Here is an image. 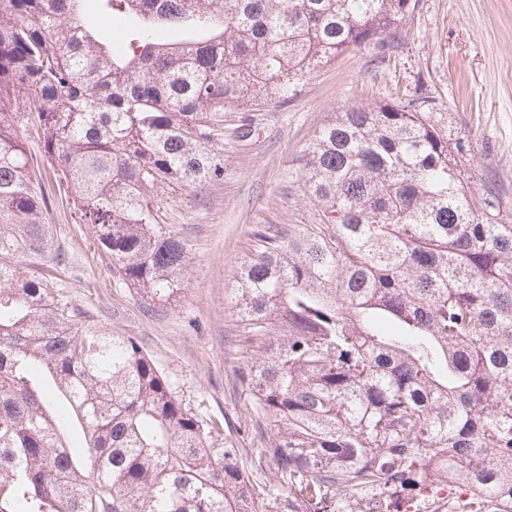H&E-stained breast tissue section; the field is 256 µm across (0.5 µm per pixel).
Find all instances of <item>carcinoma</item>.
<instances>
[{"label":"carcinoma","mask_w":512,"mask_h":512,"mask_svg":"<svg viewBox=\"0 0 512 512\" xmlns=\"http://www.w3.org/2000/svg\"><path fill=\"white\" fill-rule=\"evenodd\" d=\"M100 2L125 20L118 53L81 0H0V512H401L458 484L448 512H512V219L432 113H336L304 150L319 222L254 230L229 303L276 483L136 338L56 294L26 151L37 134L120 278L170 301L188 256L159 193L220 179L227 109L390 44L411 0Z\"/></svg>","instance_id":"obj_1"}]
</instances>
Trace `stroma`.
<instances>
[{
    "instance_id": "stroma-1",
    "label": "stroma",
    "mask_w": 512,
    "mask_h": 512,
    "mask_svg": "<svg viewBox=\"0 0 512 512\" xmlns=\"http://www.w3.org/2000/svg\"><path fill=\"white\" fill-rule=\"evenodd\" d=\"M418 97L468 146L475 194L499 193L512 214V0H416L390 50L350 49L316 68L287 99L227 109L223 179L158 198L164 223L182 228L189 253L184 287L170 303L120 280L43 167L40 140L28 141L49 195L46 218L67 256L57 292L91 320L137 338L185 405L224 418V439L240 448L251 479L270 478L274 468L253 464L267 433L247 412L238 384L247 328L228 294L253 248V228L315 223L300 181L302 154L337 111Z\"/></svg>"
}]
</instances>
